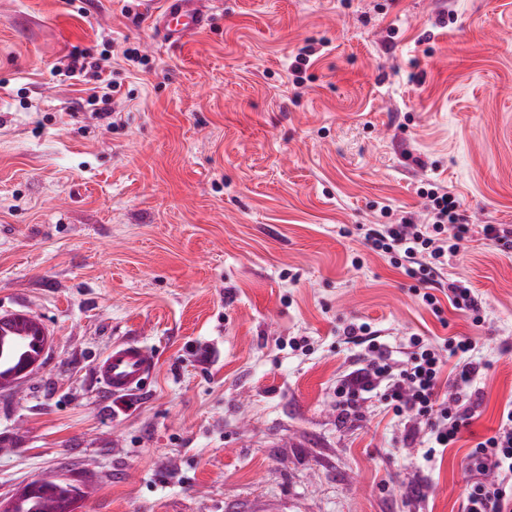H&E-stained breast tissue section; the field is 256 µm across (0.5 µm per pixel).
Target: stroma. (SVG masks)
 Segmentation results:
<instances>
[{
  "label": "stroma",
  "instance_id": "35a3bbf8",
  "mask_svg": "<svg viewBox=\"0 0 512 512\" xmlns=\"http://www.w3.org/2000/svg\"><path fill=\"white\" fill-rule=\"evenodd\" d=\"M212 11L171 44L143 0H0V317L48 336L0 391V498L67 478L80 512H461L470 448L512 403V251L477 233L443 273L482 296L476 327L435 317L361 229L426 222L429 182L465 223L512 225V0ZM77 50L107 53L115 123L63 75ZM352 321L394 345L478 338L481 405L442 460L383 409L342 416ZM126 340L155 367L113 396L94 365Z\"/></svg>",
  "mask_w": 512,
  "mask_h": 512
}]
</instances>
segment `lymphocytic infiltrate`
<instances>
[{
    "label": "lymphocytic infiltrate",
    "instance_id": "obj_1",
    "mask_svg": "<svg viewBox=\"0 0 512 512\" xmlns=\"http://www.w3.org/2000/svg\"><path fill=\"white\" fill-rule=\"evenodd\" d=\"M425 196L430 223L405 218L375 224L364 240L393 268L424 285L421 300L438 315L442 302L431 288L449 260L462 258L472 227L462 223L459 203L448 191L433 185ZM342 334L362 348L354 368L336 383L344 414L362 415L363 401L372 399L395 417L417 421L406 438L420 444L428 462L468 430L481 402L477 381L488 368L476 356V337L451 336L438 345L413 335L399 361L367 324L350 323ZM468 458L473 478L463 492V512H512V403L505 405L494 433L477 441Z\"/></svg>",
    "mask_w": 512,
    "mask_h": 512
}]
</instances>
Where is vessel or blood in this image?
Segmentation results:
<instances>
[{"instance_id":"1","label":"vessel or blood","mask_w":512,"mask_h":512,"mask_svg":"<svg viewBox=\"0 0 512 512\" xmlns=\"http://www.w3.org/2000/svg\"><path fill=\"white\" fill-rule=\"evenodd\" d=\"M149 19L167 41L174 42L197 33L208 18L212 0H146ZM154 368L151 351L137 342H121L98 360L95 374L107 390L115 395L143 388Z\"/></svg>"}]
</instances>
